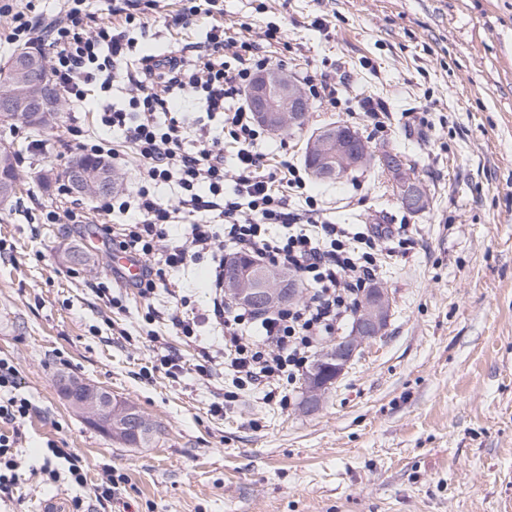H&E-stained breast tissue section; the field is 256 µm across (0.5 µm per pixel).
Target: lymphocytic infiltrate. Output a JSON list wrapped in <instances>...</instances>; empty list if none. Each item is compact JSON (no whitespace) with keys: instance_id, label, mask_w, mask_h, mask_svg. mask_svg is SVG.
Returning a JSON list of instances; mask_svg holds the SVG:
<instances>
[{"instance_id":"lymphocytic-infiltrate-1","label":"lymphocytic infiltrate","mask_w":512,"mask_h":512,"mask_svg":"<svg viewBox=\"0 0 512 512\" xmlns=\"http://www.w3.org/2000/svg\"><path fill=\"white\" fill-rule=\"evenodd\" d=\"M157 0H117L109 16L91 12L86 0H64L58 18L46 21L19 12L7 35L11 43H47L61 96L72 110L83 108L93 90H111L122 76L135 92L123 108L100 114L103 127L123 132L139 160L136 185L113 195L100 208L120 213L126 222L104 223L98 232L106 247L139 259L143 274L136 288L150 298L164 281L165 271L211 257L223 270L226 252L249 254L295 273L312 288L309 303L267 314L215 303L214 315L224 330V370L242 389H259L275 399L283 382L300 378L320 340L332 335L355 307L360 293L392 257L394 244L411 243L407 225L350 230L327 220L316 201L301 211L288 208L287 191H300L299 168L283 162L280 174L259 175L264 155L263 131L242 92L258 71L274 62L272 50L284 45L281 30L266 29L262 41L228 35L212 7L216 0H183L178 21L193 25L211 17L204 46L194 59L170 53L144 55L136 64L128 56L140 6ZM218 119L219 128L196 130L198 146L183 148L186 117L178 102ZM237 148V180L233 193L224 189V142ZM176 185V204L159 202V184ZM169 224L185 225L184 235L165 250L156 241ZM34 407L22 392L20 371L0 358V496L10 495L23 466L17 445ZM67 464L54 467V460ZM41 475L55 483L67 480L83 487L87 476L79 458L48 443Z\"/></svg>"}]
</instances>
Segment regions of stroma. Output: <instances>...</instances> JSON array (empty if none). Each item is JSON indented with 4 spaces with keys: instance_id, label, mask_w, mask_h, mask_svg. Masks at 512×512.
Here are the masks:
<instances>
[{
    "instance_id": "stroma-1",
    "label": "stroma",
    "mask_w": 512,
    "mask_h": 512,
    "mask_svg": "<svg viewBox=\"0 0 512 512\" xmlns=\"http://www.w3.org/2000/svg\"><path fill=\"white\" fill-rule=\"evenodd\" d=\"M180 7L164 0L148 14L139 54L193 56L206 29L175 25ZM244 22L253 39L281 28L290 48L276 65L293 79L327 76L338 89L335 104L310 100L302 128L265 135V171L303 165L313 132L341 123L375 154L402 156L426 192L424 211L406 210L370 164L288 195L289 209L311 197L339 224L409 225L412 244L377 277L392 300L387 327L316 412L299 382L281 401L236 390L209 259L167 270L146 300L90 243L99 199H78L87 223L46 221L58 196L43 179L76 153L67 126L110 140L119 189L132 187L122 133L97 123L127 92L96 93L39 133L0 126L19 174L0 207V357L34 406L20 449L38 465L55 441L87 476L78 488L22 471L0 512H40L56 497L69 512L108 468L126 477L112 512H512V0H224L225 26ZM369 98L385 101L384 128L361 116ZM38 138L45 154L28 150ZM72 245L87 265L65 262ZM179 301L197 318L194 337L168 320ZM167 353L179 375L159 367ZM63 376L134 404L154 442L129 447L88 425L59 392Z\"/></svg>"
}]
</instances>
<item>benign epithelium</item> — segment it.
I'll use <instances>...</instances> for the list:
<instances>
[{"mask_svg":"<svg viewBox=\"0 0 512 512\" xmlns=\"http://www.w3.org/2000/svg\"><path fill=\"white\" fill-rule=\"evenodd\" d=\"M247 100L258 122L275 133L305 123L309 111V102L301 87L277 67L262 70L255 76ZM47 112H59L48 60L40 53H20L12 60L9 79L0 83V123L38 125ZM308 151L314 160L311 173L318 180L350 172L369 153L364 140L349 136L343 125L317 131L309 141ZM382 161L396 181L401 203L411 210L425 209L426 194L406 172L400 157L386 153ZM224 295L238 304L274 308L297 302L302 291L291 280L285 284L281 276H269L251 268L224 277ZM389 311L387 290L380 286L370 288L355 316L351 333L338 338L323 354V360L336 365V375L344 372L364 344L382 334ZM62 385L82 393L78 400L68 398L69 404L84 414L89 425L108 436L112 435L114 420L123 421L125 427L135 431L145 424V419L136 416L133 408L115 403L109 391L94 383L69 377L63 379ZM327 392V387L317 384L315 379L307 380L304 406L309 410L318 408Z\"/></svg>","mask_w":512,"mask_h":512,"instance_id":"benign-epithelium-1","label":"benign epithelium"}]
</instances>
